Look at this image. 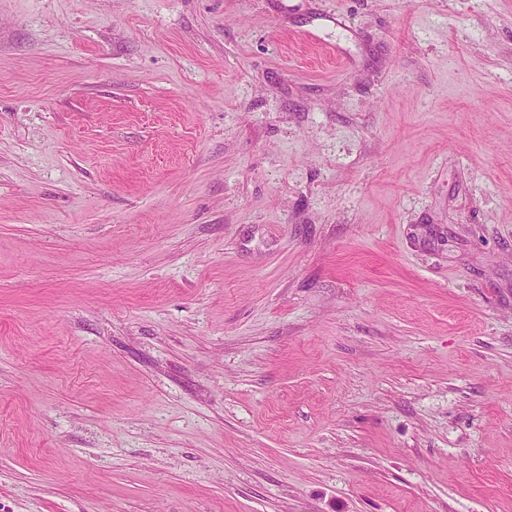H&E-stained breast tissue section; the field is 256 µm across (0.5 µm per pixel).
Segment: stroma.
<instances>
[{
	"mask_svg": "<svg viewBox=\"0 0 512 512\" xmlns=\"http://www.w3.org/2000/svg\"><path fill=\"white\" fill-rule=\"evenodd\" d=\"M0 512H512V0H0Z\"/></svg>",
	"mask_w": 512,
	"mask_h": 512,
	"instance_id": "1",
	"label": "stroma"
}]
</instances>
